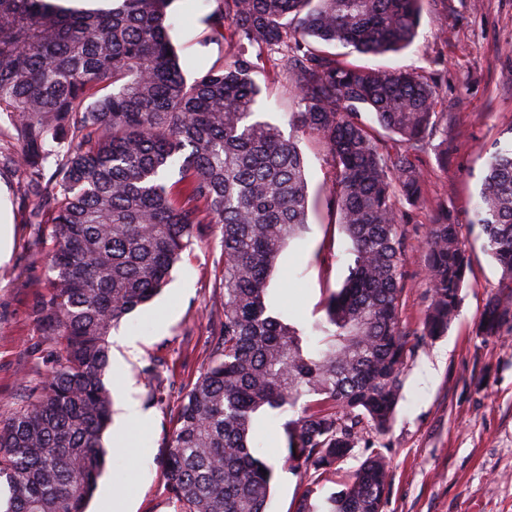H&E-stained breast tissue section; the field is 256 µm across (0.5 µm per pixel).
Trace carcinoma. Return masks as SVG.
<instances>
[{"label": "carcinoma", "mask_w": 512, "mask_h": 512, "mask_svg": "<svg viewBox=\"0 0 512 512\" xmlns=\"http://www.w3.org/2000/svg\"><path fill=\"white\" fill-rule=\"evenodd\" d=\"M171 0H113L106 12L49 0H0V134L27 223L52 225L40 248L47 289L36 322L59 345L45 379L0 419V512H86L106 466L112 421L108 337L166 286L181 255L216 236L223 300L209 363L181 397L163 478L180 512H266L273 466L257 456L259 419L282 425L283 466L308 475L295 512H382L381 447L344 489L319 485L388 430L403 372L423 336L448 333L467 287L461 225L442 210L425 242L429 304L401 316L407 230L400 196L419 205L415 156L448 118L437 90L407 70L354 64L414 40L424 0H215L206 39L236 51L189 81L171 42ZM276 57L295 91L291 132L263 119L252 74ZM336 167L330 201L349 243V274L326 318L305 330L268 311L270 274L308 224L300 137ZM399 142L393 153L384 138ZM471 223L512 286V130L485 160ZM512 332V293L488 299L477 335Z\"/></svg>", "instance_id": "cac0c4a2"}]
</instances>
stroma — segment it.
Listing matches in <instances>:
<instances>
[{
    "instance_id": "obj_1",
    "label": "stroma",
    "mask_w": 512,
    "mask_h": 512,
    "mask_svg": "<svg viewBox=\"0 0 512 512\" xmlns=\"http://www.w3.org/2000/svg\"><path fill=\"white\" fill-rule=\"evenodd\" d=\"M211 0H172L171 36L186 78H194L232 53L205 40L203 19ZM367 66L402 68L437 83V111L448 116L454 146L447 162L434 147L415 160L423 174L422 203L413 210L405 245L402 317L419 326L430 285L423 279L424 245L438 206H447L462 226L471 255L460 313L447 335L427 338L415 349L403 375L395 420L385 435L391 485L383 512H512V334L486 339L476 327L490 296L500 293L501 271L483 248L479 227L469 222L485 149L512 129V0H424L421 24L405 51L368 56ZM266 118L288 130L296 101L290 83L272 59L254 75ZM309 224L286 246L270 279L268 304L294 322L309 325L324 315L331 291L347 275L346 237L337 223L329 190L335 168L318 140L305 137ZM17 175L0 164V222L8 228V255L0 259V416L21 402L25 384L42 381L59 347L40 334L32 310L45 291L43 262L32 252L36 225L24 223L16 194ZM218 240L185 252L170 280L151 303L112 330L108 341L120 354L110 360L114 400L104 445H117L120 474L105 470L87 512H111L112 495L123 489L131 512H176L161 474L182 393L207 363L218 325L209 313L222 301ZM134 348H120L123 339ZM158 366L156 379L143 370ZM148 420L122 422L127 405ZM281 420L264 424L263 453L274 466L268 512H294L307 476L284 468Z\"/></svg>"
}]
</instances>
